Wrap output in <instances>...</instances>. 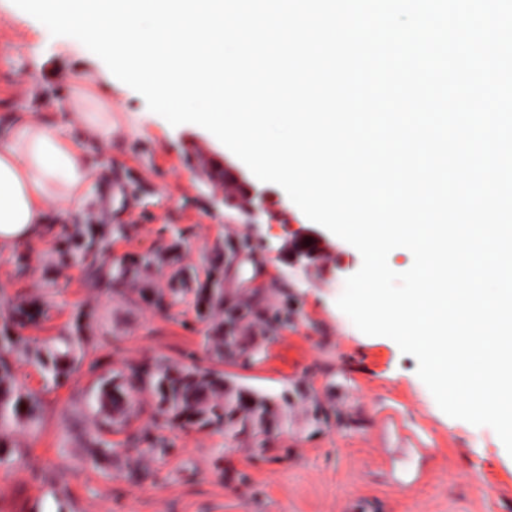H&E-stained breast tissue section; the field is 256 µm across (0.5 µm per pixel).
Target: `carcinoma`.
Listing matches in <instances>:
<instances>
[{
    "label": "carcinoma",
    "instance_id": "cac0c4a2",
    "mask_svg": "<svg viewBox=\"0 0 512 512\" xmlns=\"http://www.w3.org/2000/svg\"><path fill=\"white\" fill-rule=\"evenodd\" d=\"M150 255L133 259L113 274L114 292L126 283L132 273L154 266ZM207 287L200 289L197 305L214 319L210 337L214 354L219 358L252 355L253 337L246 335L243 322L257 320L268 323L277 319L271 308L263 303L260 292L252 300L242 303L224 298L223 269L215 263L205 269ZM38 311L19 304L13 316L0 328V432L20 415L36 418L41 401L36 394L18 386L13 372L16 362L37 359L53 384L58 385L79 370L74 357L75 339L61 340V346L43 350L32 349L23 337L12 335L14 324L33 319ZM148 391L156 400L151 417L152 429L142 430L128 437L127 466L132 471L140 468L146 455L166 456L170 452L167 440L157 430L173 424L190 425L199 429L224 427L234 435L254 436L257 429L273 425L271 399L236 391L224 381V373L199 367L176 369L160 358L146 359L126 366L111 377H99L95 393L98 420L95 432H110L126 424L128 408L135 394Z\"/></svg>",
    "mask_w": 512,
    "mask_h": 512
}]
</instances>
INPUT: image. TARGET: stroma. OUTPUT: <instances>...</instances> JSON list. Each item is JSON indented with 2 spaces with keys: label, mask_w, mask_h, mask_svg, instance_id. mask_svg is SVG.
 Returning a JSON list of instances; mask_svg holds the SVG:
<instances>
[{
  "label": "stroma",
  "mask_w": 512,
  "mask_h": 512,
  "mask_svg": "<svg viewBox=\"0 0 512 512\" xmlns=\"http://www.w3.org/2000/svg\"><path fill=\"white\" fill-rule=\"evenodd\" d=\"M105 63L80 41L0 0V135L22 112L45 124L72 121L68 80L101 75ZM219 157L227 148L194 124L171 126L121 81L112 83V132L89 143L97 177L81 206L51 205L34 240L0 247V321L21 301L41 315L16 335L42 346L81 335V368L62 387L40 368L15 376L39 392L36 419L0 436V512H512V456L495 431L445 415L416 373L417 361L386 337L360 332L336 300L362 264L337 241L334 260L295 269L280 261V224H245L189 156L190 143ZM131 181L135 204L112 195L113 175ZM93 225L97 262H62L59 242ZM177 247L185 293L157 311L139 291L169 287V270L136 274L125 295L110 290L128 256ZM224 259L231 299L260 289L287 326L254 328L249 362L219 361L196 292L205 260ZM147 357L223 371L240 391L272 397L278 426L257 437L174 426L173 453L130 474L123 455H97L98 374Z\"/></svg>",
  "instance_id": "35a3bbf8"
}]
</instances>
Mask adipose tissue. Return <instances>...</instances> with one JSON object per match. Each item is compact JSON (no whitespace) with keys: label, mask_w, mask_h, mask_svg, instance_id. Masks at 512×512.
Returning <instances> with one entry per match:
<instances>
[{"label":"adipose tissue","mask_w":512,"mask_h":512,"mask_svg":"<svg viewBox=\"0 0 512 512\" xmlns=\"http://www.w3.org/2000/svg\"><path fill=\"white\" fill-rule=\"evenodd\" d=\"M90 76H72L67 105L86 127L87 138L111 129L112 114L93 106ZM93 171L86 149L63 128L19 119L0 137V247L36 238L55 201L82 200Z\"/></svg>","instance_id":"ef3b65f1"}]
</instances>
